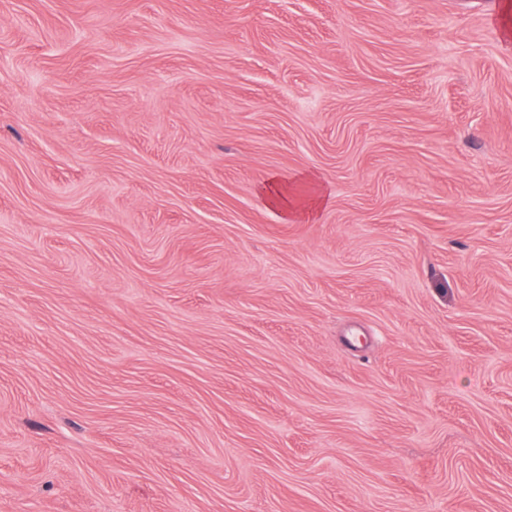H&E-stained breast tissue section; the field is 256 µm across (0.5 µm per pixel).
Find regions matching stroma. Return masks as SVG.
<instances>
[{
    "label": "stroma",
    "mask_w": 512,
    "mask_h": 512,
    "mask_svg": "<svg viewBox=\"0 0 512 512\" xmlns=\"http://www.w3.org/2000/svg\"><path fill=\"white\" fill-rule=\"evenodd\" d=\"M0 512H512V0H0ZM260 195L265 202L281 212L285 218L313 219L326 203L325 190L317 193L303 203L295 201L289 194L283 178L278 174L270 175L260 188Z\"/></svg>",
    "instance_id": "stroma-1"
}]
</instances>
